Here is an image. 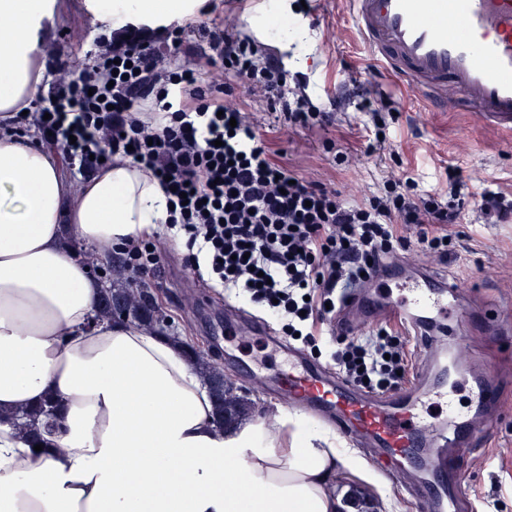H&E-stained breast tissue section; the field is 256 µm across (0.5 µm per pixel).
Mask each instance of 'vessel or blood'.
I'll list each match as a JSON object with an SVG mask.
<instances>
[{
	"mask_svg": "<svg viewBox=\"0 0 512 512\" xmlns=\"http://www.w3.org/2000/svg\"><path fill=\"white\" fill-rule=\"evenodd\" d=\"M369 59L433 107L454 88L460 105L482 113L491 127L512 131V0H345ZM378 278L395 284L398 297L355 294L348 309L371 316L390 305L425 352L412 390L379 399L345 383L333 369L288 353V368L272 389L289 406H301L330 422L350 444H372L377 460L404 484L421 512H463L467 503L455 477L454 451L475 444V420L493 407L495 385L474 379L470 411H462L445 381L428 382L427 366L446 373L447 356L435 346L440 329L466 315L455 283L424 271L406 277L397 260L383 261ZM421 461L423 476L408 478Z\"/></svg>",
	"mask_w": 512,
	"mask_h": 512,
	"instance_id": "b4317fda",
	"label": "vessel or blood"
}]
</instances>
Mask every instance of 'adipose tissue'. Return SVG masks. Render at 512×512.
Instances as JSON below:
<instances>
[{"label":"adipose tissue","mask_w":512,"mask_h":512,"mask_svg":"<svg viewBox=\"0 0 512 512\" xmlns=\"http://www.w3.org/2000/svg\"><path fill=\"white\" fill-rule=\"evenodd\" d=\"M202 0H84L106 31L198 16ZM67 0H0V413L55 393L53 450L0 425V512H343L336 473L363 460L288 410L221 429L170 340L93 323L99 285L67 242L129 248L166 223L158 181L115 158L71 184L60 149L12 120L33 110Z\"/></svg>","instance_id":"1"}]
</instances>
